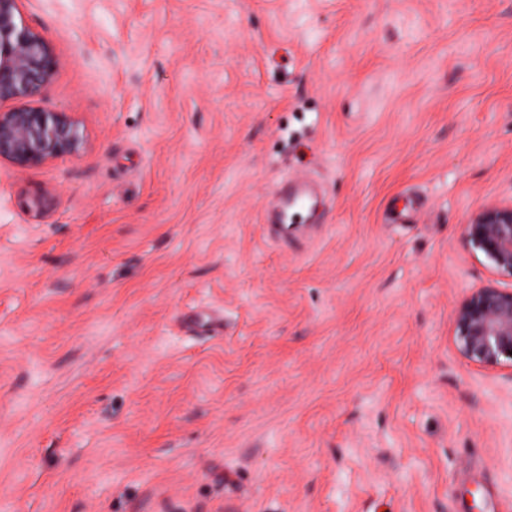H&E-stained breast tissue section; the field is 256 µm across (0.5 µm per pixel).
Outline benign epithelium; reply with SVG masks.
Here are the masks:
<instances>
[{
  "label": "benign epithelium",
  "instance_id": "benign-epithelium-1",
  "mask_svg": "<svg viewBox=\"0 0 512 512\" xmlns=\"http://www.w3.org/2000/svg\"><path fill=\"white\" fill-rule=\"evenodd\" d=\"M20 0H0V161L18 168L77 155L85 145L68 112H44L23 104L52 78L51 45L21 20ZM466 240L501 273L512 275V204L486 206L466 224ZM455 344L460 356L482 366L512 360V290L489 283L456 309Z\"/></svg>",
  "mask_w": 512,
  "mask_h": 512
}]
</instances>
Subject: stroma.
Returning a JSON list of instances; mask_svg holds the SVG:
<instances>
[{
  "mask_svg": "<svg viewBox=\"0 0 512 512\" xmlns=\"http://www.w3.org/2000/svg\"><path fill=\"white\" fill-rule=\"evenodd\" d=\"M20 11L86 145L0 162V512H512V360L454 342L512 289L465 239L512 203V0ZM282 177L327 202L286 251Z\"/></svg>",
  "mask_w": 512,
  "mask_h": 512,
  "instance_id": "1",
  "label": "stroma"
}]
</instances>
